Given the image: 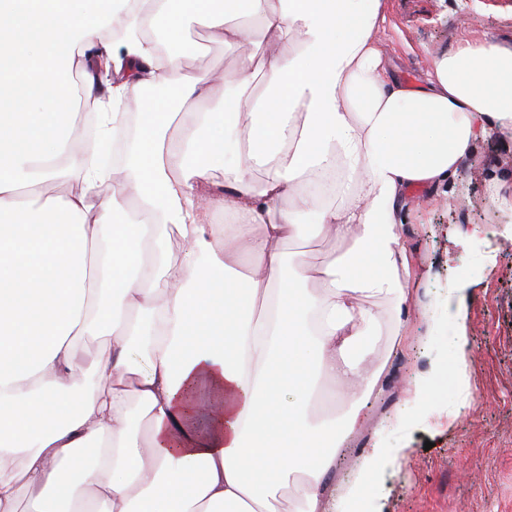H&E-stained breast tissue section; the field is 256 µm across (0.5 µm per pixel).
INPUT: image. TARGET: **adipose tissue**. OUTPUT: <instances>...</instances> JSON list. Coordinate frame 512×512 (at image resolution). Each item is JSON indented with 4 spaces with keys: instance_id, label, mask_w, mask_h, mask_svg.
Returning a JSON list of instances; mask_svg holds the SVG:
<instances>
[{
    "instance_id": "1",
    "label": "adipose tissue",
    "mask_w": 512,
    "mask_h": 512,
    "mask_svg": "<svg viewBox=\"0 0 512 512\" xmlns=\"http://www.w3.org/2000/svg\"><path fill=\"white\" fill-rule=\"evenodd\" d=\"M190 19L240 50L223 111L180 67ZM385 22V0H0V512L23 492L28 512H278L291 488L292 512H370L379 453L448 381L414 374L345 493L364 405L325 388L382 393L367 342L409 340L415 196H455L478 142L512 141L511 49L488 34L410 82ZM309 227L343 246L315 269L286 253ZM93 335L112 354L91 373ZM111 355V347L108 339L104 336L88 337L78 354L80 363L85 367L102 362L104 363Z\"/></svg>"
}]
</instances>
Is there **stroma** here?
<instances>
[{
	"label": "stroma",
	"instance_id": "obj_1",
	"mask_svg": "<svg viewBox=\"0 0 512 512\" xmlns=\"http://www.w3.org/2000/svg\"><path fill=\"white\" fill-rule=\"evenodd\" d=\"M386 14L383 48L410 81L424 78L436 57L466 40L491 33L512 48V0H387ZM187 35L197 51L183 58L182 67L191 74L223 72L210 101L213 111H223L225 86L237 77V54L206 26L192 25ZM496 181L512 184V143L492 137L479 142L460 172L461 200L418 202L410 234L411 289L421 300L439 297L461 307L456 332L463 346H435L417 306L407 323L412 349L393 352L383 340L373 345L372 358L387 362L391 389L367 399L358 434L338 450L337 484L352 480L371 454L372 436L415 370L437 364L449 383H465L469 403L457 410L445 396L429 398V413L413 422L405 448L383 460L366 491L373 512H512V211L493 202ZM453 224H480L492 235L463 246L445 235Z\"/></svg>",
	"mask_w": 512,
	"mask_h": 512
}]
</instances>
